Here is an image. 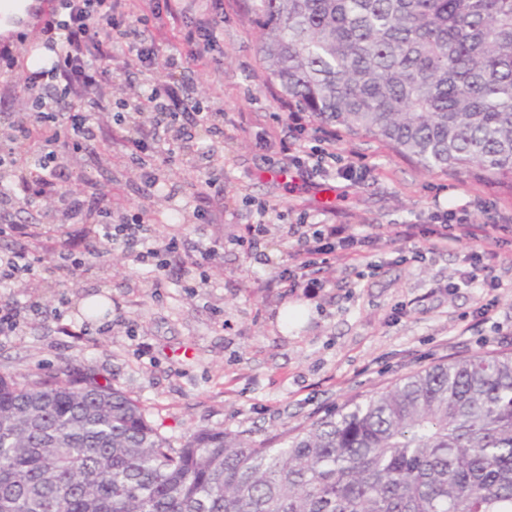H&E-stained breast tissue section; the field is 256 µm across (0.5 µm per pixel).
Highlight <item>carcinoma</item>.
I'll return each mask as SVG.
<instances>
[{"instance_id":"cac0c4a2","label":"carcinoma","mask_w":512,"mask_h":512,"mask_svg":"<svg viewBox=\"0 0 512 512\" xmlns=\"http://www.w3.org/2000/svg\"><path fill=\"white\" fill-rule=\"evenodd\" d=\"M269 81L426 170L512 181V0H239ZM0 512H512V353L435 363L277 446H174L95 374L0 372Z\"/></svg>"}]
</instances>
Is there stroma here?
Instances as JSON below:
<instances>
[{
    "mask_svg": "<svg viewBox=\"0 0 512 512\" xmlns=\"http://www.w3.org/2000/svg\"><path fill=\"white\" fill-rule=\"evenodd\" d=\"M183 2L177 24H156L149 35L164 55L177 44L178 26L217 23L223 51L196 66L193 97L228 112L223 139L197 128L192 145L162 165L151 200L138 196L126 160L83 159L113 209H146L152 236L178 234L179 252L160 284L115 248L77 275L62 270L0 288V303L29 308L16 335H0V372L33 379L93 368L177 444L219 427L271 439L421 367L512 352V244L485 270L500 284L499 305L485 322L477 317L481 289L458 283L462 251L394 261L398 225L433 223L442 210L467 209L475 224L512 225V190L423 170L377 139L342 132L324 171L294 162L281 148L283 97L265 77L261 27L242 18L238 0ZM198 145L216 152V224L192 221ZM302 215L356 232L372 224L388 243L327 269L330 285L316 297L287 296L273 282L296 244L288 226ZM261 223L259 246L240 245L246 225Z\"/></svg>",
    "mask_w": 512,
    "mask_h": 512,
    "instance_id": "stroma-1",
    "label": "stroma"
}]
</instances>
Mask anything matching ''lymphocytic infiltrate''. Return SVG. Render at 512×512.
Segmentation results:
<instances>
[{
  "label": "lymphocytic infiltrate",
  "instance_id": "obj_1",
  "mask_svg": "<svg viewBox=\"0 0 512 512\" xmlns=\"http://www.w3.org/2000/svg\"><path fill=\"white\" fill-rule=\"evenodd\" d=\"M178 0H143L132 14L128 0H57L39 32L45 47L57 54L50 68L19 79H0V211H47L53 226L74 225L59 237L54 255L64 266L86 267L92 249L123 247L133 261L165 271L167 255L179 247L177 237L154 242L147 234L146 212H113L103 189L72 192L64 175H78L89 150L118 144L138 169L143 194L159 183L157 162L192 129L207 126L224 132L223 108L193 101L186 74L191 63H204L220 43L208 22L178 30V48L158 59L154 43L135 37L134 26L162 17L178 18ZM162 75H155V68ZM141 74L130 82L124 109L112 110V89L119 76ZM505 224H474L467 215L447 210L434 224L401 225L397 237L406 242L399 258L407 262L458 246L482 241L487 251L471 250L470 267L483 257H496ZM297 238L291 262L278 277L289 291L324 287L320 274L339 259H355L362 244L378 245L372 231L353 232L345 224H293Z\"/></svg>",
  "mask_w": 512,
  "mask_h": 512
}]
</instances>
